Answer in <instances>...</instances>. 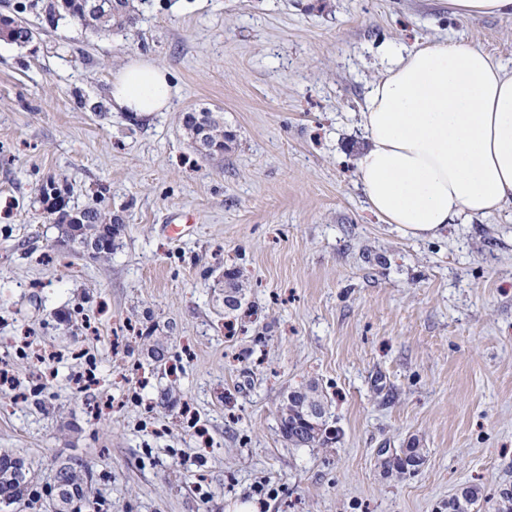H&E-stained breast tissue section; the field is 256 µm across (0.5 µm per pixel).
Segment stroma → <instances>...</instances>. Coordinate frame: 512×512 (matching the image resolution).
I'll use <instances>...</instances> for the list:
<instances>
[{
    "label": "stroma",
    "instance_id": "stroma-1",
    "mask_svg": "<svg viewBox=\"0 0 512 512\" xmlns=\"http://www.w3.org/2000/svg\"><path fill=\"white\" fill-rule=\"evenodd\" d=\"M46 4L0 0L34 33L0 40V454L43 485L88 464L82 512H446L464 486L512 485V204L415 239L369 209L354 165L383 49L455 38L512 71V18L135 0V27L101 37ZM138 57L170 72L168 111L113 110ZM203 109L224 116L223 155L184 127ZM50 179L124 224L108 260L57 245ZM310 382L338 437L294 448L277 408ZM413 440L423 465L389 475L381 449Z\"/></svg>",
    "mask_w": 512,
    "mask_h": 512
}]
</instances>
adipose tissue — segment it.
Here are the masks:
<instances>
[{"label": "adipose tissue", "mask_w": 512, "mask_h": 512, "mask_svg": "<svg viewBox=\"0 0 512 512\" xmlns=\"http://www.w3.org/2000/svg\"><path fill=\"white\" fill-rule=\"evenodd\" d=\"M360 114L355 159L384 223L420 239L512 203V72L483 50L444 39L385 51ZM112 104L133 117L168 109L169 73L136 59L114 76Z\"/></svg>", "instance_id": "obj_1"}]
</instances>
